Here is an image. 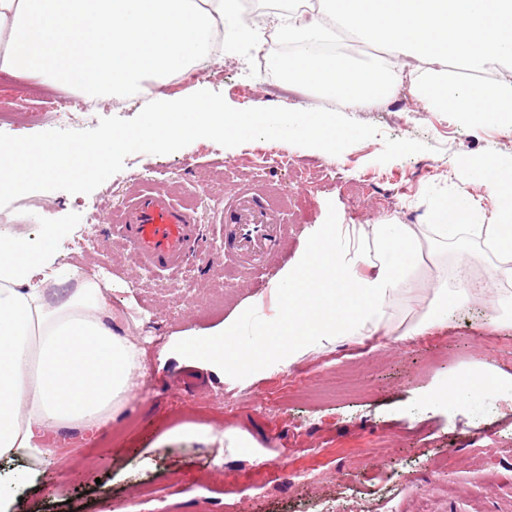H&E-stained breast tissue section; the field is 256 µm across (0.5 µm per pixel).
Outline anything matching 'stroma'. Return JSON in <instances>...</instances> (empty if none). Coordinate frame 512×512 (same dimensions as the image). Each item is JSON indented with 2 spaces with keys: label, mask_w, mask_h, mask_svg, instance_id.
Segmentation results:
<instances>
[{
  "label": "stroma",
  "mask_w": 512,
  "mask_h": 512,
  "mask_svg": "<svg viewBox=\"0 0 512 512\" xmlns=\"http://www.w3.org/2000/svg\"><path fill=\"white\" fill-rule=\"evenodd\" d=\"M261 43L225 54L201 79L166 83L182 96L194 83L221 93L236 109L325 107L374 125L377 136L332 156L282 141L256 140L225 148L196 140L165 155H129L123 169L89 194L38 191L0 208V229L29 232L43 219L66 225L56 242L66 262L118 282L107 295L147 339L133 398L98 428L51 440L39 459L0 460V476L32 473L22 492L24 512H512V389L469 404H432L427 393L476 364L512 377V323L493 322L488 303L465 304L417 336L406 331L428 311L437 265L454 266L456 246L432 262L430 242L411 287L394 299L389 330L354 335L309 349L290 365L252 373L215 371L166 354L168 343L201 336L231 317L255 324L278 314L276 285L326 224L381 221L426 224L434 199L458 191L479 200L474 221H493L487 188L459 179L462 162L512 156V125L470 127L449 113L427 111L412 94L365 108L285 85L277 71H256ZM19 76L0 78V111L36 108L16 136L52 129L97 127L103 117L134 118L141 99L98 102L92 114L66 103L80 96ZM288 155L289 165L258 159L262 149ZM252 187L280 204L283 244L259 275L221 252L226 192ZM171 193L202 232L208 266L183 270L193 291L176 301L170 276L132 268L116 235L118 216L141 189ZM190 423L211 429L210 441L173 435ZM481 437L470 442L472 428ZM235 430L256 444L227 447L218 434ZM306 480H299V473Z\"/></svg>",
  "instance_id": "stroma-1"
}]
</instances>
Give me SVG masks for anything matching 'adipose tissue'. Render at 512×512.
<instances>
[{
	"mask_svg": "<svg viewBox=\"0 0 512 512\" xmlns=\"http://www.w3.org/2000/svg\"><path fill=\"white\" fill-rule=\"evenodd\" d=\"M307 16L301 0L285 10L244 19L242 0H0V76L27 75L73 84L89 99L126 100L153 93L168 79L198 74L225 53L258 45L271 33L294 51L278 65L281 80L365 106L408 84L428 111L452 112L470 126L512 124V0H323ZM379 44L382 63L355 64L330 52L337 32ZM462 62L449 73L448 60ZM491 72L475 84L472 75ZM487 186L496 223L477 224L475 201L457 193L437 200L432 242L458 247L455 286L439 283L429 319L475 300L512 309V292L472 287L467 241L478 239L506 261L512 280V158H483L463 170ZM61 225L38 233L0 231V457L44 455L47 432L89 428L114 417L133 389L141 352L106 301L100 283L62 261ZM335 225L311 241L280 278L276 322L257 324L250 345L229 319L187 338L186 359L223 371L256 370L269 360H295L310 346L387 327L390 300L406 290L421 254L410 224L360 227L336 250ZM372 273L357 276V266ZM488 365L430 394L436 403L466 404L497 391Z\"/></svg>",
	"mask_w": 512,
	"mask_h": 512,
	"instance_id": "obj_1",
	"label": "adipose tissue"
}]
</instances>
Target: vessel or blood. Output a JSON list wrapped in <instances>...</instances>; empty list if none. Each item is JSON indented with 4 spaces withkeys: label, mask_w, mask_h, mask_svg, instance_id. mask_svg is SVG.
<instances>
[{
    "label": "vessel or blood",
    "mask_w": 512,
    "mask_h": 512,
    "mask_svg": "<svg viewBox=\"0 0 512 512\" xmlns=\"http://www.w3.org/2000/svg\"><path fill=\"white\" fill-rule=\"evenodd\" d=\"M119 232L138 267L176 274L199 252V232L188 209L163 194L141 192L124 207ZM282 239L274 210L254 192L240 190L224 201V255L260 266Z\"/></svg>",
    "instance_id": "obj_1"
}]
</instances>
